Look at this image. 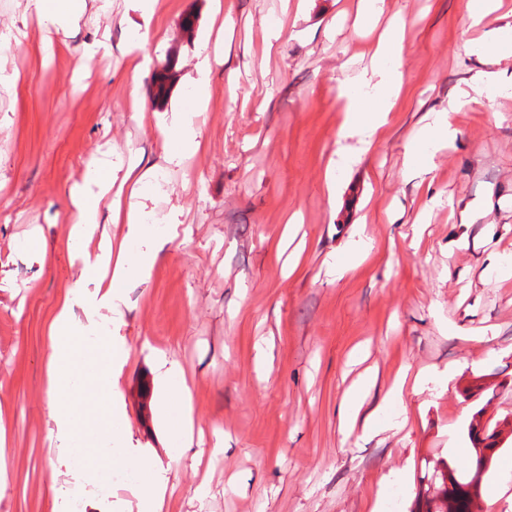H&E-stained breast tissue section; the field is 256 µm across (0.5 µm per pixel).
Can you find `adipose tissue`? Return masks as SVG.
<instances>
[{
    "instance_id": "ef3b65f1",
    "label": "adipose tissue",
    "mask_w": 512,
    "mask_h": 512,
    "mask_svg": "<svg viewBox=\"0 0 512 512\" xmlns=\"http://www.w3.org/2000/svg\"><path fill=\"white\" fill-rule=\"evenodd\" d=\"M34 7L45 28L64 33L83 18L86 4L85 0H34ZM402 32L398 25L383 37L375 49L370 73H359L341 90L347 100L343 136L356 140L364 152L376 143L402 84ZM161 133L172 145L166 154L168 163L182 164L200 146V132L191 117L180 116L174 126L162 128ZM118 180L128 186L129 202L125 210H114L111 219L126 224V237L131 240L142 232L143 200L152 187L150 170L133 159L118 171L110 160L92 161L69 189L74 209L69 236L94 288L89 291L74 285L57 305L51 325L53 346L47 360L53 400L50 418L61 442L58 462L67 468L73 483L99 486L108 482L113 470L131 469L140 477L142 512H161L167 484L156 476L150 457L126 448V421L115 406L127 348L115 336L95 334V317L100 310L118 311L126 283L147 276L157 260L153 251L133 253L123 247L113 248L111 237L97 232L99 203L111 195ZM78 308L84 311L86 322L76 320L74 311Z\"/></svg>"
}]
</instances>
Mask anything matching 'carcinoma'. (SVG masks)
Segmentation results:
<instances>
[{
  "label": "carcinoma",
  "instance_id": "1",
  "mask_svg": "<svg viewBox=\"0 0 512 512\" xmlns=\"http://www.w3.org/2000/svg\"><path fill=\"white\" fill-rule=\"evenodd\" d=\"M485 407L478 408L467 428L471 468L469 474L457 479L446 478L445 474L433 472L430 480H441L442 498L426 502V512H470L472 504L471 488L490 472L494 457L501 449V430L499 423L482 422Z\"/></svg>",
  "mask_w": 512,
  "mask_h": 512
}]
</instances>
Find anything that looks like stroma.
Here are the masks:
<instances>
[{"label":"stroma","mask_w":512,"mask_h":512,"mask_svg":"<svg viewBox=\"0 0 512 512\" xmlns=\"http://www.w3.org/2000/svg\"><path fill=\"white\" fill-rule=\"evenodd\" d=\"M56 35L45 58L31 0H0V483L5 512H138L135 484L71 487L51 436L46 364L58 303L83 268L68 238L69 186L110 151L154 166L136 251L158 248L146 280L125 289L119 337L129 358L118 388L131 445L155 454L168 493L162 512H417L428 466L468 471L465 392L496 387L485 415L512 430V279L486 274L512 262V96L465 105L457 139L427 165L406 154L432 113L469 89L483 65L469 47L483 0H384L406 19L403 81L375 146L336 166L345 112L339 91L368 67L377 33L358 0H158L152 18L98 0ZM192 35H184V19ZM282 34L262 58L265 24ZM147 35L149 61L132 73L128 50ZM223 39L210 103L192 112L190 77L205 43ZM106 46L95 49L97 41ZM166 97L154 78L168 58ZM138 84L148 113L131 112ZM192 112L201 146L183 170L165 160L162 123ZM334 191H327V182ZM301 217L295 239L283 234ZM360 260L337 274L356 240ZM265 348L267 367L255 357ZM378 371L379 402L400 370L407 385L385 411L390 430L363 437L340 417L360 368ZM177 363L190 395L192 452L159 412L158 358ZM512 440L483 480L474 512H512Z\"/></svg>","instance_id":"35a3bbf8"}]
</instances>
